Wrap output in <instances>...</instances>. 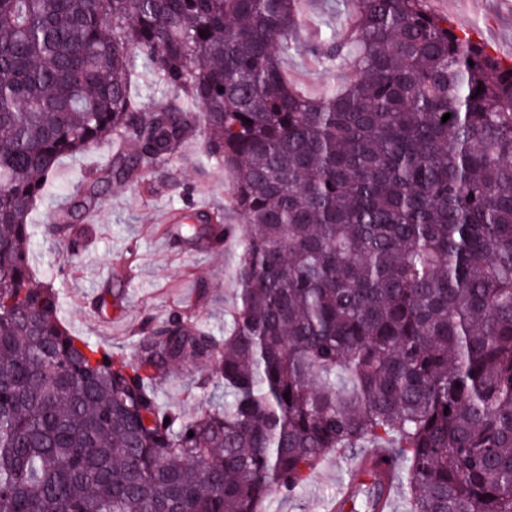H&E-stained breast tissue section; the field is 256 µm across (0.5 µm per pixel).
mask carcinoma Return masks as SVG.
I'll list each match as a JSON object with an SVG mask.
<instances>
[{
	"mask_svg": "<svg viewBox=\"0 0 512 512\" xmlns=\"http://www.w3.org/2000/svg\"><path fill=\"white\" fill-rule=\"evenodd\" d=\"M332 7L348 29L306 42L301 0H0V512H263L358 448L392 449L408 512H512V63L426 0ZM300 53L354 77L306 95ZM199 129L246 222L230 326L174 312L114 355L35 284L31 213L115 138L56 243ZM235 232L194 215L181 240ZM183 362L224 401L161 409ZM384 493L371 472L340 512ZM140 77L137 88L142 92L143 98L153 107L162 101V89L155 86L154 77L148 68H139Z\"/></svg>",
	"mask_w": 512,
	"mask_h": 512,
	"instance_id": "carcinoma-1",
	"label": "carcinoma"
}]
</instances>
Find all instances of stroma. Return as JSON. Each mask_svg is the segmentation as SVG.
Returning <instances> with one entry per match:
<instances>
[{
  "mask_svg": "<svg viewBox=\"0 0 512 512\" xmlns=\"http://www.w3.org/2000/svg\"><path fill=\"white\" fill-rule=\"evenodd\" d=\"M428 8L505 62H512V0H427ZM289 82L310 96L338 85L339 77L298 55L284 65ZM112 144L100 142L79 158L61 159L51 183L31 215L33 230L50 223L57 207L77 185L103 165ZM233 178L204 150L189 141L178 154L143 170L138 179L105 190L98 209L77 218L84 246L71 263L57 249L35 240L33 269L39 281H53L61 292L63 321L77 334L126 356L146 325L181 310L223 335L236 304L234 272L242 253L245 224L231 204ZM202 212L212 223L235 225L225 243L205 249L180 244L166 221L169 213ZM122 291L123 303L101 315L95 301L103 289ZM188 365L157 388L165 408L193 414L197 401L188 391L204 374ZM356 455L329 452L311 480L294 494H272L265 512H326L325 502L339 488Z\"/></svg>",
  "mask_w": 512,
  "mask_h": 512,
  "instance_id": "obj_1",
  "label": "stroma"
}]
</instances>
